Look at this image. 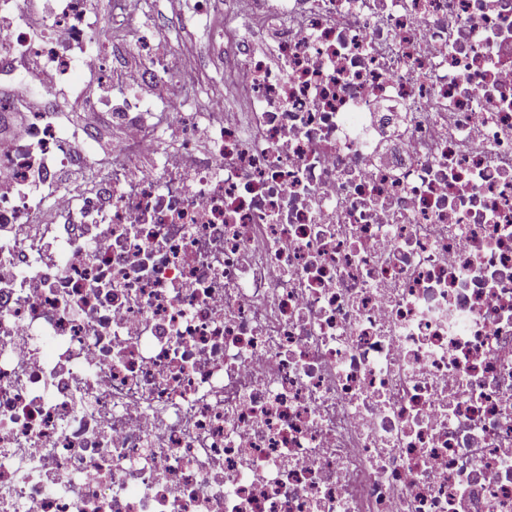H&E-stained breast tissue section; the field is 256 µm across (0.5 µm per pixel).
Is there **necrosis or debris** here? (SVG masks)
Here are the masks:
<instances>
[{
	"label": "necrosis or debris",
	"mask_w": 512,
	"mask_h": 512,
	"mask_svg": "<svg viewBox=\"0 0 512 512\" xmlns=\"http://www.w3.org/2000/svg\"><path fill=\"white\" fill-rule=\"evenodd\" d=\"M50 2L0 0V512H512V0H224L210 87ZM96 110H82L69 112L70 120L80 126H95L98 129L99 149L106 154L112 146V124L107 122L101 113Z\"/></svg>",
	"instance_id": "1"
}]
</instances>
